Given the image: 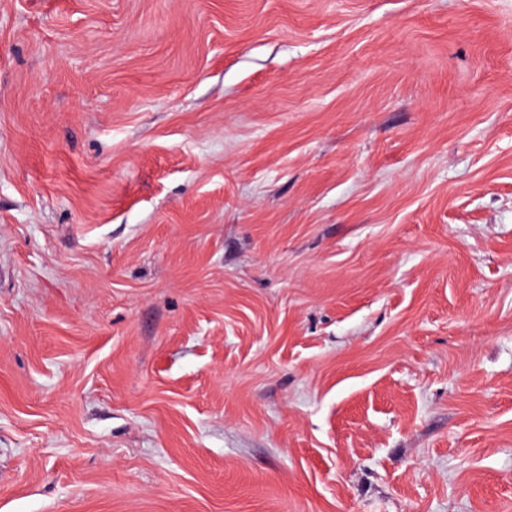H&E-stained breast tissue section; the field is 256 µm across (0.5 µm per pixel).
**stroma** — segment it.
<instances>
[{
    "mask_svg": "<svg viewBox=\"0 0 512 512\" xmlns=\"http://www.w3.org/2000/svg\"><path fill=\"white\" fill-rule=\"evenodd\" d=\"M0 512H512V0H0Z\"/></svg>",
    "mask_w": 512,
    "mask_h": 512,
    "instance_id": "stroma-1",
    "label": "stroma"
}]
</instances>
